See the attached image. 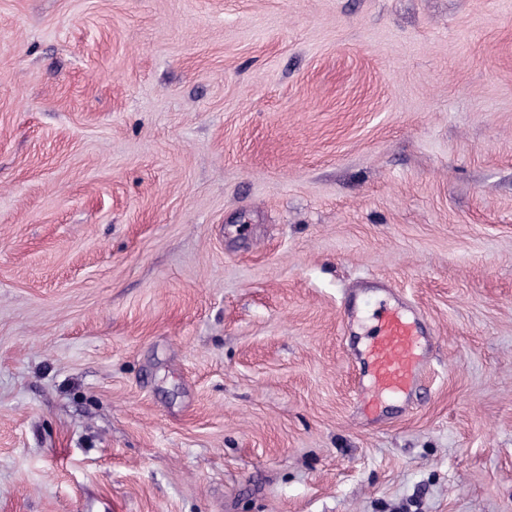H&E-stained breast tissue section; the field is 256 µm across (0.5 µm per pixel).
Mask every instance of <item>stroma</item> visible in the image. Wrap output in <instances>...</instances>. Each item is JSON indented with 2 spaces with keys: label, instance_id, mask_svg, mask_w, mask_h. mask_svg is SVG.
<instances>
[{
  "label": "stroma",
  "instance_id": "stroma-1",
  "mask_svg": "<svg viewBox=\"0 0 512 512\" xmlns=\"http://www.w3.org/2000/svg\"><path fill=\"white\" fill-rule=\"evenodd\" d=\"M0 512H512V0H0ZM361 351L356 399L367 416L379 417L386 399L409 400L426 364L427 337L419 316L379 301Z\"/></svg>",
  "mask_w": 512,
  "mask_h": 512
}]
</instances>
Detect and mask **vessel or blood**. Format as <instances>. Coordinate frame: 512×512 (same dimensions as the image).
<instances>
[{
	"instance_id": "1",
	"label": "vessel or blood",
	"mask_w": 512,
	"mask_h": 512,
	"mask_svg": "<svg viewBox=\"0 0 512 512\" xmlns=\"http://www.w3.org/2000/svg\"><path fill=\"white\" fill-rule=\"evenodd\" d=\"M372 319L356 399L364 414L377 417L385 400L412 397L426 364L427 337L415 312L383 300Z\"/></svg>"
}]
</instances>
